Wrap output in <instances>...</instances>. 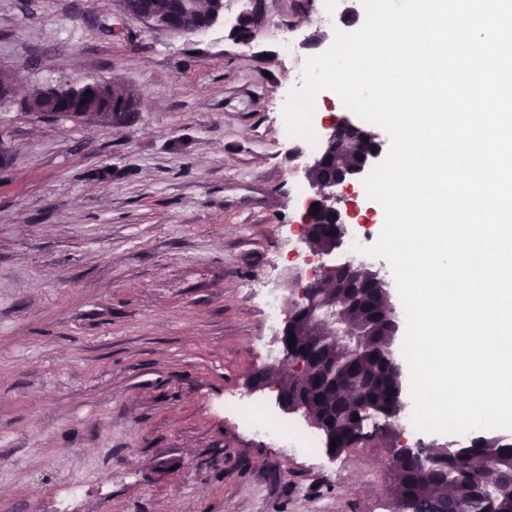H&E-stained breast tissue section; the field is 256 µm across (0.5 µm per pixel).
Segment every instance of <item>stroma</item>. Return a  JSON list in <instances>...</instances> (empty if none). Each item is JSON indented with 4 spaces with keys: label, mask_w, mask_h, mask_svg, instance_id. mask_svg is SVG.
Masks as SVG:
<instances>
[{
    "label": "stroma",
    "mask_w": 512,
    "mask_h": 512,
    "mask_svg": "<svg viewBox=\"0 0 512 512\" xmlns=\"http://www.w3.org/2000/svg\"><path fill=\"white\" fill-rule=\"evenodd\" d=\"M364 19L361 0H224L177 35L115 0H0L19 92L99 78L137 100L112 127L0 107V512H393L388 434L288 454L227 407L281 333L264 291L292 288L288 240L315 197L283 105ZM338 193L380 235L363 180Z\"/></svg>",
    "instance_id": "obj_1"
}]
</instances>
